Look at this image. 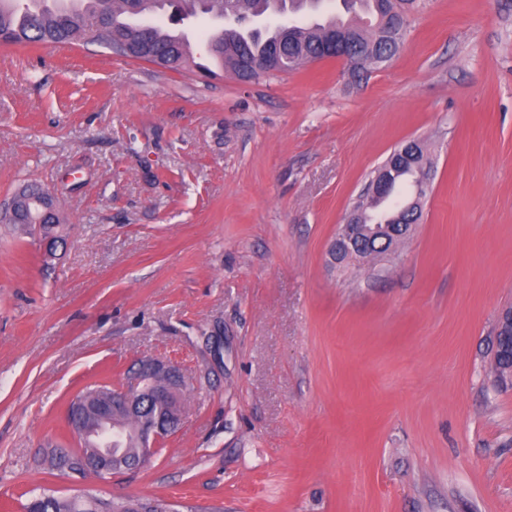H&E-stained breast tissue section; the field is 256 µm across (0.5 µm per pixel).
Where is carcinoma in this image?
<instances>
[{
    "instance_id": "carcinoma-1",
    "label": "carcinoma",
    "mask_w": 512,
    "mask_h": 512,
    "mask_svg": "<svg viewBox=\"0 0 512 512\" xmlns=\"http://www.w3.org/2000/svg\"><path fill=\"white\" fill-rule=\"evenodd\" d=\"M324 0H0V45L25 47L35 43L79 44L89 39L86 17L99 18L109 39L103 48L138 61L157 64L179 74L197 66L190 42L183 32L174 33L153 24H141L133 17L155 16L177 6L186 16L211 15L223 18L231 10L227 26L206 37L207 52L222 61L224 71L242 82L259 77L256 71L243 68L251 61L261 66L278 55L283 59L281 72L288 74L306 64L321 60V48L332 35L346 43L347 51L359 66L367 62L391 60L399 51L407 25V14L418 0H341L343 13H330L315 24L309 15L324 11ZM392 192L409 187L403 202L415 195V188L427 190L418 174L407 170L390 172ZM379 203L368 199L359 204L364 223H373L378 214L392 223L401 207L377 213ZM2 224H19L30 235H39L48 249L64 243L63 218L55 197L38 183L22 187L0 215ZM508 337L495 336L494 369L502 380L512 376V357L507 353ZM112 393L107 385H90L71 401L69 410L84 418V424H98L99 405ZM143 416L124 415L113 419L112 429L119 435V447L112 449V464L128 468L136 465L140 448ZM81 441L77 448L57 445L46 454L44 463L52 473L78 463ZM123 504L92 497V502L44 494L27 508L36 512H120Z\"/></svg>"
}]
</instances>
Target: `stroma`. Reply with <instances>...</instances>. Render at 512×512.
<instances>
[{"instance_id":"stroma-1","label":"stroma","mask_w":512,"mask_h":512,"mask_svg":"<svg viewBox=\"0 0 512 512\" xmlns=\"http://www.w3.org/2000/svg\"><path fill=\"white\" fill-rule=\"evenodd\" d=\"M423 215L383 258L328 247L408 140ZM41 183L47 257L0 223V512L43 491L172 512H512V0H422L402 50L241 82L0 46V208ZM174 366L184 412L108 482L48 474L84 386ZM512 331V308L505 309L500 316L498 330L495 336L494 369L499 373L501 380H506L512 375V354L507 353L508 336H502L500 331Z\"/></svg>"}]
</instances>
